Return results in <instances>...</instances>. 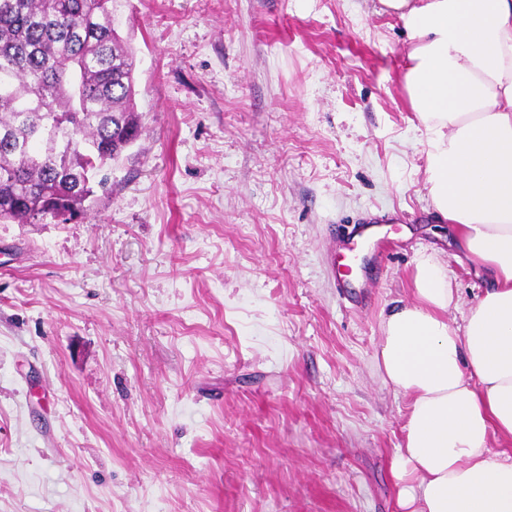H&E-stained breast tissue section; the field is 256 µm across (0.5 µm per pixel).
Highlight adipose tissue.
I'll return each mask as SVG.
<instances>
[{
  "label": "adipose tissue",
  "mask_w": 512,
  "mask_h": 512,
  "mask_svg": "<svg viewBox=\"0 0 512 512\" xmlns=\"http://www.w3.org/2000/svg\"><path fill=\"white\" fill-rule=\"evenodd\" d=\"M380 2L406 31L434 209L492 276L455 328L454 290L421 259L415 302L384 321L377 369L407 401L396 512H512V452L491 447L512 443V0Z\"/></svg>",
  "instance_id": "obj_1"
}]
</instances>
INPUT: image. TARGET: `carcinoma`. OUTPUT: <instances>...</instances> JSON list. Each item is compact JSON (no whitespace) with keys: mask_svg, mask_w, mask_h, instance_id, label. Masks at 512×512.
I'll return each instance as SVG.
<instances>
[{"mask_svg":"<svg viewBox=\"0 0 512 512\" xmlns=\"http://www.w3.org/2000/svg\"><path fill=\"white\" fill-rule=\"evenodd\" d=\"M120 0H0V220L81 211L137 139Z\"/></svg>","mask_w":512,"mask_h":512,"instance_id":"1","label":"carcinoma"}]
</instances>
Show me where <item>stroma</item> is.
Instances as JSON below:
<instances>
[{
	"label": "stroma",
	"instance_id": "obj_1",
	"mask_svg": "<svg viewBox=\"0 0 512 512\" xmlns=\"http://www.w3.org/2000/svg\"><path fill=\"white\" fill-rule=\"evenodd\" d=\"M135 143L61 224L0 223V512H394L375 352L444 266L379 0H126ZM387 244L377 260L379 244Z\"/></svg>",
	"mask_w": 512,
	"mask_h": 512
}]
</instances>
